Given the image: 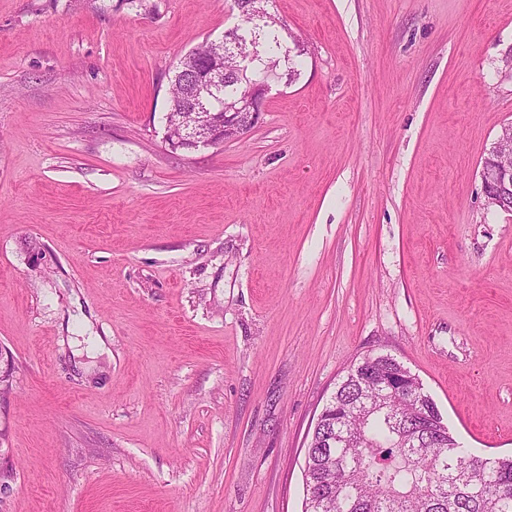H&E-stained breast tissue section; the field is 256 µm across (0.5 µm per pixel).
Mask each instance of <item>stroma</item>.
<instances>
[{"instance_id": "1", "label": "stroma", "mask_w": 512, "mask_h": 512, "mask_svg": "<svg viewBox=\"0 0 512 512\" xmlns=\"http://www.w3.org/2000/svg\"><path fill=\"white\" fill-rule=\"evenodd\" d=\"M272 9L297 80L187 151L170 80L234 0H0V512H304L316 419L379 353L512 455V214L480 179L512 0Z\"/></svg>"}]
</instances>
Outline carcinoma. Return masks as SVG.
Returning <instances> with one entry per match:
<instances>
[{"label":"carcinoma","mask_w":512,"mask_h":512,"mask_svg":"<svg viewBox=\"0 0 512 512\" xmlns=\"http://www.w3.org/2000/svg\"><path fill=\"white\" fill-rule=\"evenodd\" d=\"M271 0H251V11L230 32L258 42L259 58L244 73L227 74L207 100L212 112L235 101L246 80H285L299 75L303 53L292 34L270 16ZM230 51L215 43L184 56L175 68L169 107L185 91L184 68L204 56ZM439 415L428 394L408 400L398 390L345 377L325 406L305 459V512H512V456L484 466L448 432L435 427Z\"/></svg>","instance_id":"cac0c4a2"}]
</instances>
